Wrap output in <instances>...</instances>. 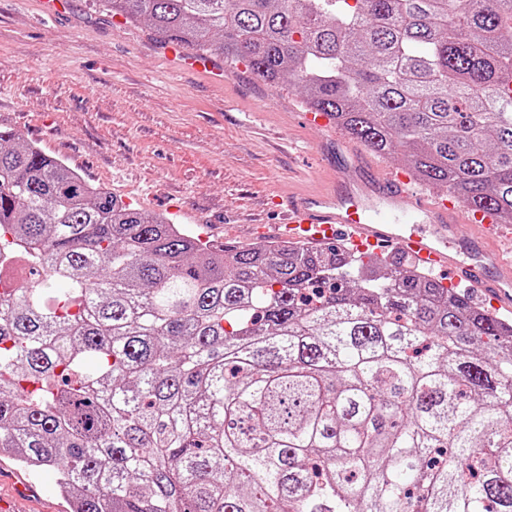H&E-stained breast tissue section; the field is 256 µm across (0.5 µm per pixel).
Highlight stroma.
I'll list each match as a JSON object with an SVG mask.
<instances>
[{"label": "stroma", "instance_id": "stroma-1", "mask_svg": "<svg viewBox=\"0 0 512 512\" xmlns=\"http://www.w3.org/2000/svg\"><path fill=\"white\" fill-rule=\"evenodd\" d=\"M38 0H0V130L63 160L131 207L166 215L217 244L260 247L277 196L323 185L324 132L304 119L300 90L244 65L224 83L170 65L147 23L98 0H69L43 19ZM55 469L35 488L0 481L14 512H56Z\"/></svg>", "mask_w": 512, "mask_h": 512}]
</instances>
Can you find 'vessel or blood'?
<instances>
[{
	"mask_svg": "<svg viewBox=\"0 0 512 512\" xmlns=\"http://www.w3.org/2000/svg\"><path fill=\"white\" fill-rule=\"evenodd\" d=\"M307 119L324 128L318 152L336 175L320 190L279 199L281 239L320 246L342 233L362 254L394 247L424 267L450 270L454 281L484 291L496 307L512 312V281L497 274L498 267L512 262V254L499 245L503 238L512 242V231L492 224L483 211L427 196L407 173H382L366 154L347 150L325 115L311 113ZM462 224L469 232L459 233Z\"/></svg>",
	"mask_w": 512,
	"mask_h": 512,
	"instance_id": "1",
	"label": "vessel or blood"
}]
</instances>
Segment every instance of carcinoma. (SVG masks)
I'll list each match as a JSON object with an SVG mask.
<instances>
[{
    "instance_id": "cac0c4a2",
    "label": "carcinoma",
    "mask_w": 512,
    "mask_h": 512,
    "mask_svg": "<svg viewBox=\"0 0 512 512\" xmlns=\"http://www.w3.org/2000/svg\"><path fill=\"white\" fill-rule=\"evenodd\" d=\"M512 223V0H99ZM0 452L71 512H512V324L399 251L204 242L0 131Z\"/></svg>"
}]
</instances>
